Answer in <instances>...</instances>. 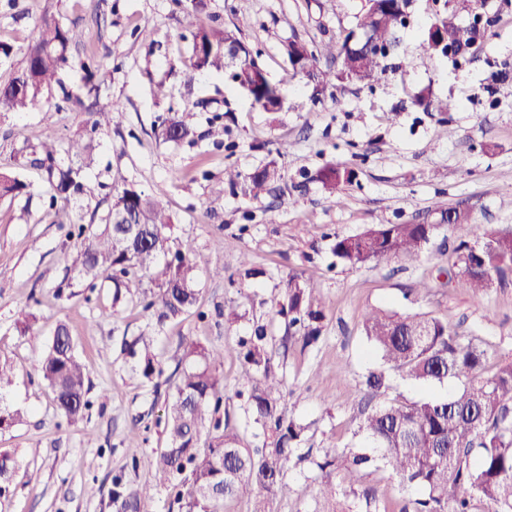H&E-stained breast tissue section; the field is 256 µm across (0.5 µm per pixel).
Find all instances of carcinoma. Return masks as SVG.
I'll return each instance as SVG.
<instances>
[{
    "mask_svg": "<svg viewBox=\"0 0 512 512\" xmlns=\"http://www.w3.org/2000/svg\"><path fill=\"white\" fill-rule=\"evenodd\" d=\"M400 0H366L357 28L369 33L372 45L352 41L354 30H342L336 39L318 46L290 41L285 54L294 72L319 86L330 83H364L377 79L384 70L383 57L374 45L393 50L403 25L398 19ZM479 31L472 25L455 23L438 14L423 32L429 47L444 51L469 49ZM82 38L74 27L53 17L40 20L36 37L21 50L22 58L11 77L0 84V112H26L37 107L43 97L58 86L63 97L79 107L84 102L63 85L61 71L69 63L72 44ZM190 52L185 67L189 76L224 74V44L242 43L235 25L192 22L189 24ZM339 62L335 70H321L320 59ZM233 84L244 91L252 104L265 112L283 106L280 88L273 83L259 53L242 51L237 59ZM414 104L427 112L446 115L456 104L437 99L424 89L414 96ZM114 105L94 100L88 106L90 131L95 133L109 122ZM195 112L186 108L158 124V134L167 141H194ZM93 150L92 138L69 142L68 163L57 159V138L45 133L35 148L31 166L45 171L55 190L49 206L58 198L94 197L102 184H94L84 174ZM281 178L278 166L270 162L250 175L235 167L224 169V186L247 183V191L260 198ZM352 172L328 166L319 172L323 186L335 192L351 181ZM28 185L15 176L0 173V198H16ZM108 211L101 223L76 224L69 255L70 269L94 287L98 280L110 281L115 291L112 303L121 299V288L143 283L153 286L142 292L144 308L152 311L156 325L196 309L202 266L197 250L188 240L171 234V216L162 200L149 197L134 182L113 179ZM129 210L141 225V236L122 244L113 219ZM446 228L456 245L438 267L448 281L459 280L474 293H484L512 279V231L479 228L469 212L452 208L446 212ZM439 224L370 225L354 235L334 237L332 253L341 262L363 265L371 261L397 259L414 262L421 258L435 236ZM326 303L319 291L291 271L277 314L288 321L281 337L282 354L288 343L301 342V350L318 343ZM367 340L388 369L403 378L423 384H442L449 379L462 388L446 399H391L383 403L389 378L385 371H372L366 378L358 432L370 455L357 448H328L317 467L321 472L316 512H341L336 482H353L356 469L378 463L400 481L415 487L419 495L399 512H473V496L492 506V512H512V359L498 364L496 372L483 376L487 350L472 339L458 335L448 323L426 312L399 315L374 308L363 320ZM155 337L144 333L128 344L137 358L135 372L154 392L167 386L163 433L166 448L155 461L152 484L130 491L121 502L126 510L150 497L151 490L167 486L182 512H224L228 499L246 498L249 512H270V504L284 495L285 473L295 461V449L304 441L305 428L288 419L279 409L286 376L272 363L273 338L257 326L250 335L238 339L241 371L239 380L247 392L244 412L257 424L259 442L245 440L232 425L231 405L224 396L222 380L215 374L224 350L191 342L170 360L173 374L165 376V362L154 353ZM40 372L51 387L54 403L72 424L84 421L89 408V377L77 356L66 323L56 325L53 338L41 355Z\"/></svg>",
    "mask_w": 512,
    "mask_h": 512,
    "instance_id": "cac0c4a2",
    "label": "carcinoma"
}]
</instances>
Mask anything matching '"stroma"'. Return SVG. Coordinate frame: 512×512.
Returning a JSON list of instances; mask_svg holds the SVG:
<instances>
[{
  "instance_id": "35a3bbf8",
  "label": "stroma",
  "mask_w": 512,
  "mask_h": 512,
  "mask_svg": "<svg viewBox=\"0 0 512 512\" xmlns=\"http://www.w3.org/2000/svg\"><path fill=\"white\" fill-rule=\"evenodd\" d=\"M237 3L208 0V12L224 25H239L244 42L260 51L285 98L282 111L253 107L222 75L187 81L186 13L173 0H0V41L21 49L40 19L51 15L82 31L71 50L75 59L91 57L101 65L96 92L119 110L96 138L87 177L108 184L119 172L161 198L173 237L191 240L204 266L225 273L221 279L201 275L199 312L160 329L139 301L113 303L110 286L62 288L71 225L105 214L109 201L99 195L49 208L52 187L28 158L45 130H54L63 147L85 135L86 114L56 93L30 111L0 113V172L19 174L29 185L27 194L0 199V358L15 368L0 397L20 414L14 426L0 430V452L18 461L0 491V512H117L115 486L130 490L150 481L163 447L165 398L136 377L125 338L156 329L161 356L183 341L223 349L216 373L225 395L234 396L237 339L259 324L269 335H283L273 306L292 270L321 290L327 310L314 348L274 358L288 385L281 408L306 432L303 460L288 472V492L273 502V512H315L316 464L326 448L360 445L357 388L369 371L383 367L363 333L367 311L428 312L460 336L479 337L489 374L512 358V281L477 294L439 277V250L452 246L450 232L434 237L414 263L351 267L331 252L333 235L376 224H437L442 210L459 205L473 223L512 230V76L499 77L512 73V0H413L411 25L402 29L380 82L327 87L318 103L308 78L290 67L285 46L295 39L327 41L355 28L361 0H250L244 17L235 15ZM438 12L485 24L470 54L429 48L422 32ZM159 82L166 98L153 94ZM426 85L457 101L456 111L444 118L414 106L413 94ZM185 105L196 108L197 143L163 142L159 116ZM217 114L224 123L218 137L211 125ZM283 143L290 150L282 157ZM274 159L284 179L261 200H249L240 188L212 193L226 166L250 173ZM329 165L353 171L351 183L335 195L318 178ZM245 252L258 276H238ZM424 279L430 291L416 293ZM24 305L36 317L41 340H49L60 321L71 331L90 380L91 406L81 424L56 411L38 369L41 351L15 326ZM232 305L241 317L228 323L223 311ZM134 434L142 444L133 455ZM370 490L375 500H366ZM411 494L388 470L370 467L341 503L344 512H397Z\"/></svg>"
}]
</instances>
